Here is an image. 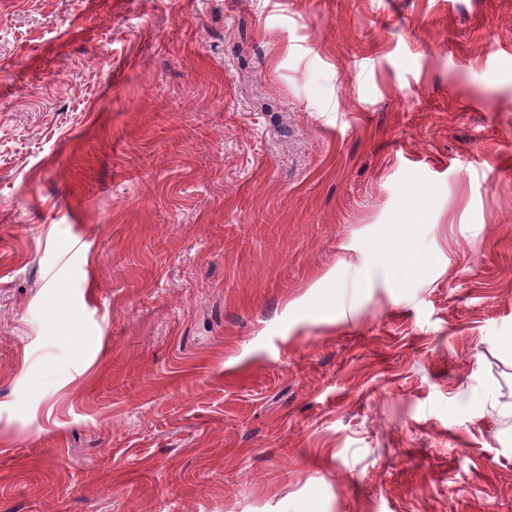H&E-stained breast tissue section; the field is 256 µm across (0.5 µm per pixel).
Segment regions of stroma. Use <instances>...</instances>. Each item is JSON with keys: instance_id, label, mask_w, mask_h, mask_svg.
Returning <instances> with one entry per match:
<instances>
[{"instance_id": "35a3bbf8", "label": "stroma", "mask_w": 512, "mask_h": 512, "mask_svg": "<svg viewBox=\"0 0 512 512\" xmlns=\"http://www.w3.org/2000/svg\"><path fill=\"white\" fill-rule=\"evenodd\" d=\"M511 332L512 0H0V512H512Z\"/></svg>"}]
</instances>
